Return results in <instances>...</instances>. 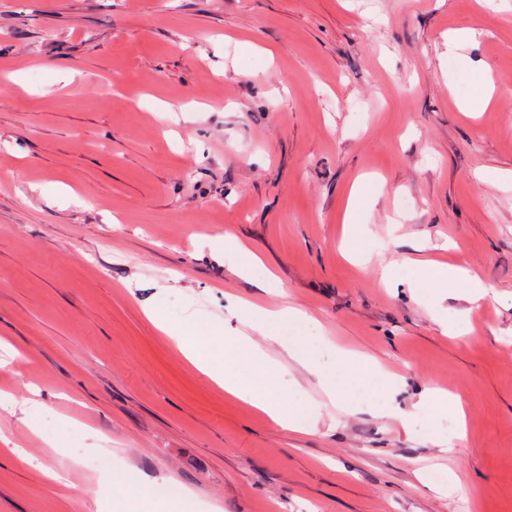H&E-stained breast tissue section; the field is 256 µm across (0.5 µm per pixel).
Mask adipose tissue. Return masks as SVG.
<instances>
[{
	"instance_id": "adipose-tissue-1",
	"label": "adipose tissue",
	"mask_w": 512,
	"mask_h": 512,
	"mask_svg": "<svg viewBox=\"0 0 512 512\" xmlns=\"http://www.w3.org/2000/svg\"><path fill=\"white\" fill-rule=\"evenodd\" d=\"M440 285L452 283L460 286V297L467 304L477 307L489 295V287L465 264L433 263L415 271L412 283L418 298L426 304L444 334L462 336L470 331L466 321H448L442 315L441 303L444 293L429 292L427 283ZM241 311L244 332L234 336L215 339L211 345H202L199 338L185 327L173 324L159 310L150 308L146 314L161 331L173 338L182 355L200 372L207 375L225 393L239 399L264 413L282 430L301 434L309 432L314 424V408L292 409L280 397V372L282 363L272 357L267 344L282 348L288 357L316 379L317 385L328 397L345 394L348 390L369 385L372 377H379L380 390H388L398 383L397 377L382 372L370 356L345 349H337L334 368H327L311 356L302 344L284 339L280 331L285 327H305L311 322L310 316L302 309L284 305L274 309L254 303L237 300ZM245 363L249 378L232 373L236 363ZM121 473H113V487L122 493L112 502L113 512H188L191 503L188 498L161 501L138 494L134 489L123 488Z\"/></svg>"
}]
</instances>
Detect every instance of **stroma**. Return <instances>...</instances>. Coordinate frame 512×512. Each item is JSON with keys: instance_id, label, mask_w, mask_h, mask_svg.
<instances>
[{"instance_id": "obj_1", "label": "stroma", "mask_w": 512, "mask_h": 512, "mask_svg": "<svg viewBox=\"0 0 512 512\" xmlns=\"http://www.w3.org/2000/svg\"><path fill=\"white\" fill-rule=\"evenodd\" d=\"M465 26L482 36L441 64ZM482 64L498 94L471 116ZM0 80V390L49 407L0 442V512H99L107 469L191 490L193 512H512V186L494 181L512 170V0H0ZM361 179L373 201L347 240ZM227 232L262 257L251 279ZM415 259L492 288L472 309L449 287L468 335L415 299ZM237 297L308 310L321 363L378 360L415 428L355 391L342 412L288 362L283 401L319 405L288 435L143 314L230 336ZM433 386L460 397L465 433L420 406Z\"/></svg>"}]
</instances>
